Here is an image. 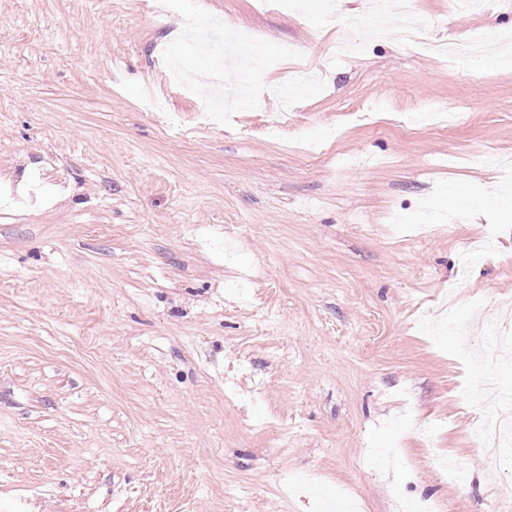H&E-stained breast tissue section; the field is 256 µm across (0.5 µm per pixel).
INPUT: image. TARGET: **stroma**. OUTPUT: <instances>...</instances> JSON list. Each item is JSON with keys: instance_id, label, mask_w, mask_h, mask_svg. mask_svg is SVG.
Returning <instances> with one entry per match:
<instances>
[{"instance_id": "obj_1", "label": "stroma", "mask_w": 512, "mask_h": 512, "mask_svg": "<svg viewBox=\"0 0 512 512\" xmlns=\"http://www.w3.org/2000/svg\"><path fill=\"white\" fill-rule=\"evenodd\" d=\"M322 2L0 0V512L512 506V435L475 448L458 358L512 350V197L483 160L512 161V69L395 31L330 59L365 0ZM413 7L461 46L512 24ZM191 15L252 33L262 86L320 73L279 134L277 96L202 125L170 86L243 84Z\"/></svg>"}]
</instances>
